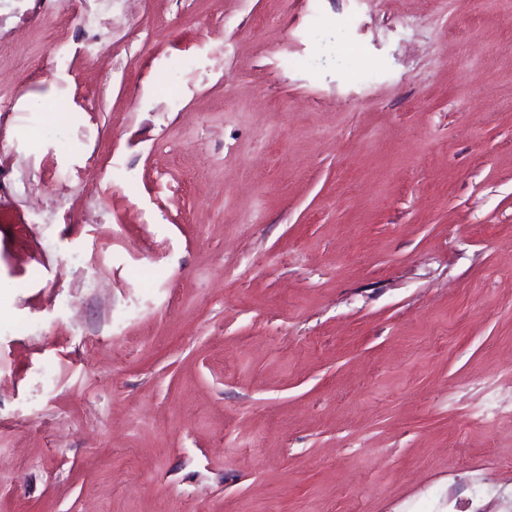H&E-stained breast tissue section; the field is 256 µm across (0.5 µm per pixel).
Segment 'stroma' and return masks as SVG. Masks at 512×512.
Masks as SVG:
<instances>
[{
	"instance_id": "stroma-1",
	"label": "stroma",
	"mask_w": 512,
	"mask_h": 512,
	"mask_svg": "<svg viewBox=\"0 0 512 512\" xmlns=\"http://www.w3.org/2000/svg\"><path fill=\"white\" fill-rule=\"evenodd\" d=\"M472 507L512 0H0V512Z\"/></svg>"
}]
</instances>
